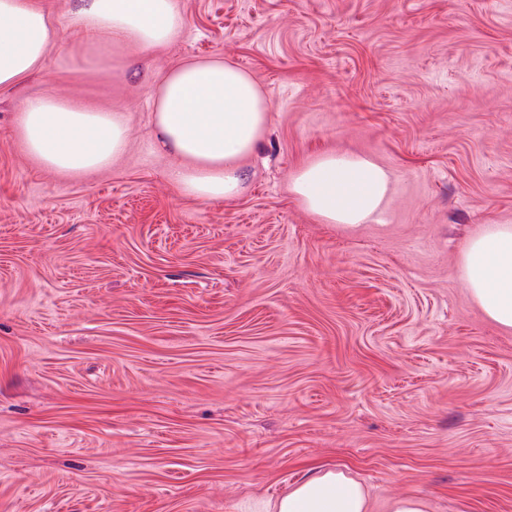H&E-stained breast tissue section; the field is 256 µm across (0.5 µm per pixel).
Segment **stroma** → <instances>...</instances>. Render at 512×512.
<instances>
[{
  "mask_svg": "<svg viewBox=\"0 0 512 512\" xmlns=\"http://www.w3.org/2000/svg\"><path fill=\"white\" fill-rule=\"evenodd\" d=\"M176 3L149 65L0 89V512H250L306 464L371 512H512V331L459 273L512 224V0ZM214 57L271 112L240 196L197 202L152 111L160 74ZM44 92L125 113L126 153L42 167L16 117ZM327 151L390 171L372 221L292 195Z\"/></svg>",
  "mask_w": 512,
  "mask_h": 512,
  "instance_id": "obj_1",
  "label": "stroma"
}]
</instances>
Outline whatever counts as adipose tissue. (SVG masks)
Instances as JSON below:
<instances>
[{"label":"adipose tissue","mask_w":512,"mask_h":512,"mask_svg":"<svg viewBox=\"0 0 512 512\" xmlns=\"http://www.w3.org/2000/svg\"><path fill=\"white\" fill-rule=\"evenodd\" d=\"M78 50L51 60L58 36L39 0H0V87L17 86L48 63L76 71L121 75L111 50H153L172 42L181 20L175 0H78ZM270 101L252 75L221 59L183 61L161 75L153 126L161 144L184 158L171 178L199 202L231 200L243 189L240 160L257 148ZM18 125L30 155L50 170L87 174L106 168L127 147L123 113L53 94L26 98ZM392 175L354 152H326L295 172L290 191L325 224L356 226L382 211ZM460 277L493 323L512 329V224H487L460 255ZM362 486L343 470H306L267 512H367Z\"/></svg>","instance_id":"obj_1"}]
</instances>
